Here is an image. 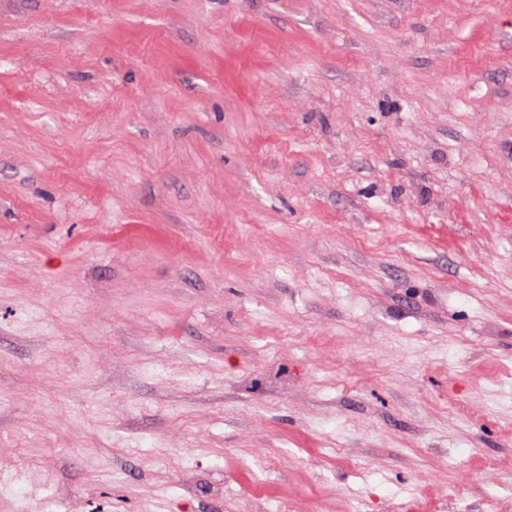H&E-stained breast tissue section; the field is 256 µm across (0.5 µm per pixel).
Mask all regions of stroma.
I'll list each match as a JSON object with an SVG mask.
<instances>
[{
  "label": "stroma",
  "mask_w": 512,
  "mask_h": 512,
  "mask_svg": "<svg viewBox=\"0 0 512 512\" xmlns=\"http://www.w3.org/2000/svg\"><path fill=\"white\" fill-rule=\"evenodd\" d=\"M512 512V0H0V512Z\"/></svg>",
  "instance_id": "stroma-1"
}]
</instances>
